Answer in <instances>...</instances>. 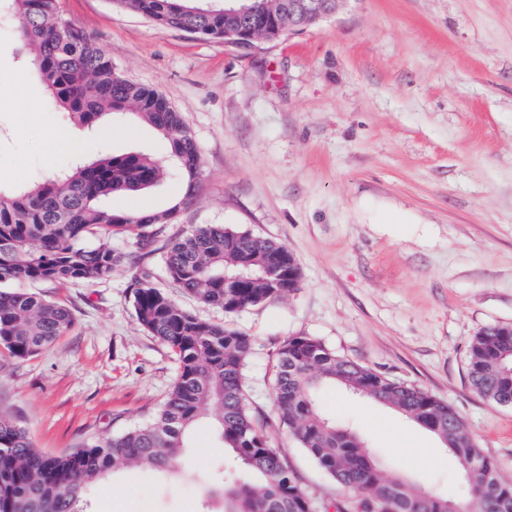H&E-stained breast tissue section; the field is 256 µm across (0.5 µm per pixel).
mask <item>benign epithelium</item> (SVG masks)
Returning a JSON list of instances; mask_svg holds the SVG:
<instances>
[{"mask_svg":"<svg viewBox=\"0 0 512 512\" xmlns=\"http://www.w3.org/2000/svg\"><path fill=\"white\" fill-rule=\"evenodd\" d=\"M343 0H288L277 13L246 7H224V41L251 45L273 41L288 31L301 30L335 13Z\"/></svg>","mask_w":512,"mask_h":512,"instance_id":"benign-epithelium-1","label":"benign epithelium"}]
</instances>
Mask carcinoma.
<instances>
[{"mask_svg":"<svg viewBox=\"0 0 512 512\" xmlns=\"http://www.w3.org/2000/svg\"><path fill=\"white\" fill-rule=\"evenodd\" d=\"M123 7L153 16L165 28L210 37L224 28L222 0H124ZM17 21V41L33 61L50 102L73 125L93 128L128 114L148 122L167 142L164 158L146 153L102 155L67 166L49 179L0 194V286L21 281L88 284L126 264L118 237L150 243L173 212L139 216L102 209L98 200L145 190L201 170L200 150L182 113L157 90L131 85L112 59L62 13L59 0H0V15ZM96 241L86 244L87 236ZM276 262L291 271L286 287H269ZM162 271L199 302L228 315L275 303L300 288L293 254L273 240L223 224H206L169 241ZM151 274L132 284L140 326L178 362L168 399L154 420L112 438L93 440L65 455H45L26 430L0 414V512H86L89 488L109 474L146 468L163 473L190 445L201 412L217 409L216 435L249 478L222 480L224 512H315L288 460L272 446L269 428L282 427L327 477L355 493L348 512H512V484L499 479L497 461L468 436L452 406L411 383L351 361L307 334L291 336L277 353L275 416L262 417L248 401L245 369L252 339L224 324L199 319L152 285ZM72 324L65 307L32 292L0 290V348L16 359L37 354ZM472 389L498 405H512V326L484 329L467 356ZM342 386L386 405L434 433L464 475L466 495L439 494L387 475L350 428L319 410L318 392ZM455 433L448 435V422Z\"/></svg>","mask_w":512,"mask_h":512,"instance_id":"obj_1","label":"carcinoma"}]
</instances>
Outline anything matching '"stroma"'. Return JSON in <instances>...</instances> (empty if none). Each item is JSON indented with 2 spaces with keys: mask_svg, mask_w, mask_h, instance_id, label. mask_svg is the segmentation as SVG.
Returning a JSON list of instances; mask_svg holds the SVG:
<instances>
[{
  "mask_svg": "<svg viewBox=\"0 0 512 512\" xmlns=\"http://www.w3.org/2000/svg\"><path fill=\"white\" fill-rule=\"evenodd\" d=\"M122 77L162 93L201 152L193 195L180 179L109 199L117 210L175 208L112 277L30 291L66 306L73 325L38 354L0 349V412L42 453L73 452L147 424L178 372L170 350L138 324L131 285L155 287L190 313L252 336L249 400L272 416L277 352L308 334L339 355L449 402L512 482V406L474 392L466 371L479 331L512 325V0H343L304 31L240 46L170 30L115 0H60ZM0 20V191L48 178L75 160L166 154L149 124L116 122L108 136L70 126L49 108L36 68ZM70 131L80 152L60 148ZM412 211L391 231L362 223L359 200ZM206 224L241 227L296 257L300 288L226 316L158 270L168 240ZM322 411L352 427L385 472L441 493L463 486L448 449L393 409L333 387ZM272 444L313 497L336 512L350 491L330 480L288 434ZM224 450L202 416L179 463L158 474L126 469L95 487L89 512H220L212 493Z\"/></svg>",
  "mask_w": 512,
  "mask_h": 512,
  "instance_id": "35a3bbf8",
  "label": "stroma"
}]
</instances>
